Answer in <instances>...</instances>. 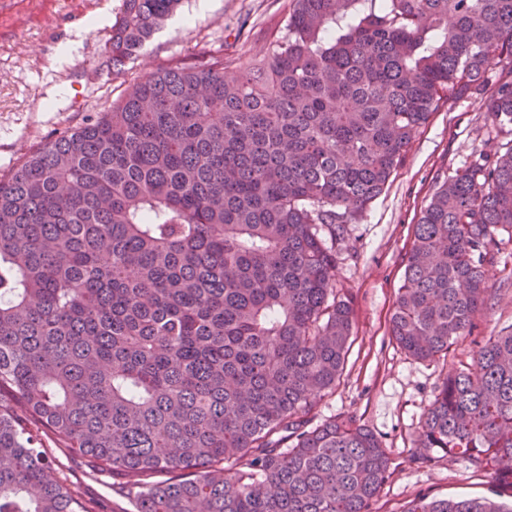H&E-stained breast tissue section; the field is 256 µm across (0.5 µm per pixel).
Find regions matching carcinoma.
I'll list each match as a JSON object with an SVG mask.
<instances>
[{
	"mask_svg": "<svg viewBox=\"0 0 512 512\" xmlns=\"http://www.w3.org/2000/svg\"><path fill=\"white\" fill-rule=\"evenodd\" d=\"M181 0H124L126 73ZM512 63V0H289L263 55L175 61L0 179V512H94L46 477L36 421L134 512H370L389 478L354 417L315 421L353 320L336 242L415 133ZM512 126V80L485 98ZM512 242V145L436 183L390 332L410 356L478 329ZM441 385L411 462L463 457L512 497V329ZM166 471L169 481L154 475ZM408 512H512L491 499Z\"/></svg>",
	"mask_w": 512,
	"mask_h": 512,
	"instance_id": "cac0c4a2",
	"label": "carcinoma"
}]
</instances>
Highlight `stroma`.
<instances>
[{"label":"stroma","instance_id":"1","mask_svg":"<svg viewBox=\"0 0 512 512\" xmlns=\"http://www.w3.org/2000/svg\"><path fill=\"white\" fill-rule=\"evenodd\" d=\"M288 0H182L180 10L153 36L124 79L102 66L111 26L123 0H27L0 25V177L60 133L96 117L127 82L174 60L200 65L209 54H234L238 66L263 52V32L281 18ZM485 95L471 91L451 99L419 129L385 191L361 221L349 225L336 246V293L350 300L353 328L344 370L317 408L318 419L355 416L373 431L392 459L390 476L372 512H407L420 495L436 499H503L485 472L462 459L428 467L410 462L424 414L449 374L475 348L461 339L448 355L421 361L405 354L390 334L397 290L413 242V228L437 176L453 174L471 156L498 152L508 140L485 112ZM512 242L487 268L492 290L478 315L480 339L512 327ZM48 474L67 483L95 512H132L107 474L89 471L82 459L44 438Z\"/></svg>","mask_w":512,"mask_h":512}]
</instances>
